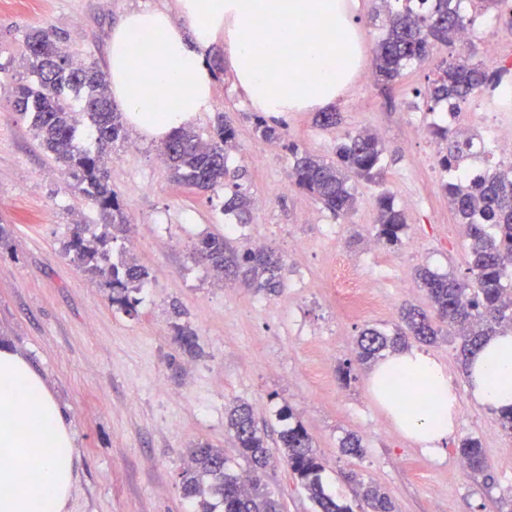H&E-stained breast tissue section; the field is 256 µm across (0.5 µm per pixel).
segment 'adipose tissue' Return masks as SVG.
Instances as JSON below:
<instances>
[{
    "label": "adipose tissue",
    "mask_w": 512,
    "mask_h": 512,
    "mask_svg": "<svg viewBox=\"0 0 512 512\" xmlns=\"http://www.w3.org/2000/svg\"><path fill=\"white\" fill-rule=\"evenodd\" d=\"M223 50L235 84L270 118L335 105L356 78L363 43L337 0H175L113 24L105 65L112 96L137 132L157 140L214 102L210 55ZM476 406L512 410V333L490 337L464 368ZM369 390L393 425L430 456L454 435L455 381L426 349L380 358ZM75 438L43 376L0 347V512H64L78 469Z\"/></svg>",
    "instance_id": "obj_1"
}]
</instances>
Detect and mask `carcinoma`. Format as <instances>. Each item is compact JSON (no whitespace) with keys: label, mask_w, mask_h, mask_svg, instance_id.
<instances>
[{"label":"carcinoma","mask_w":512,"mask_h":512,"mask_svg":"<svg viewBox=\"0 0 512 512\" xmlns=\"http://www.w3.org/2000/svg\"><path fill=\"white\" fill-rule=\"evenodd\" d=\"M481 2L484 10L498 17L508 16L512 25L507 0ZM383 4L387 10L386 32L376 45L373 59L374 76L381 84L394 82L408 64L424 61L431 42L450 44L466 26L467 14L461 11V4L453 5L451 0H383ZM24 61L32 79L12 88L13 109L31 117L34 138L74 179V187L98 207L104 224L95 243L87 241L83 230L76 228L67 251L85 273L107 279L112 286V304L129 312L138 303L131 293L140 290L148 272L132 258L119 265L110 262L111 244L126 232L127 221L112 189L106 150L129 138L123 115L114 108L104 72L94 63L75 62L54 28L27 36ZM500 79L501 72H491L482 63L461 58L438 65L436 78L428 87L429 98L457 111L483 87L496 88ZM80 127L94 140L96 150L78 143ZM433 133L447 141V154L441 164L451 179L445 190L455 216L467 228L468 276L438 273L428 267L417 269L431 312L411 306L401 312L402 325L391 331L362 329L355 349L360 365H370L384 352L405 347L410 338L430 344L443 334L461 341L460 356L465 362L487 338L512 331V306L504 303V296L512 292V284L505 282L506 272L512 268V167L485 169L472 180H464L458 171L469 167L472 159L469 139L445 126H434ZM234 139L235 130L219 116L210 139H203L187 126L164 140L161 152L174 181L202 190L214 189L224 185L226 147ZM383 154L384 143L379 136L359 131L336 144L334 160L307 154L297 158L291 179L334 216H344L356 205L352 179L371 183L383 180ZM376 203L378 243L385 247L400 245L407 229L404 212L395 207L387 192L379 194ZM252 205L249 196L235 191L224 201V213L242 221ZM194 257L221 280L238 281L267 295H276L284 288L280 258L270 248L241 251L229 237L210 233L195 247ZM293 418L288 406L278 412V419L290 424L279 433V456L275 457L267 448L266 434L257 426L251 407L237 402L229 405L226 429L248 470L236 471L224 456V449L200 441L191 449L180 473L184 498L199 512H215L218 503L224 512H281L264 473L282 461L317 512H397L389 493L354 469L341 476L357 489L356 504L327 493L321 480V456L307 430L300 422H291ZM339 448L351 457L364 454L362 441L354 433L346 434ZM457 454L469 470L485 475L488 465L479 438H462Z\"/></svg>","instance_id":"obj_1"}]
</instances>
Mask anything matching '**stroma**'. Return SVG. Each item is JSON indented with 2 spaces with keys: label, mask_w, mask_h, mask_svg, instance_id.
<instances>
[{
  "label": "stroma",
  "mask_w": 512,
  "mask_h": 512,
  "mask_svg": "<svg viewBox=\"0 0 512 512\" xmlns=\"http://www.w3.org/2000/svg\"><path fill=\"white\" fill-rule=\"evenodd\" d=\"M174 0H0V341L21 351L47 380L69 413L80 457L66 512H195L180 488L190 448L209 441L229 458L237 450L224 427L235 401L251 405L270 448L278 446V410L291 406L313 439L325 466L327 491L351 496L341 471L355 468L385 488L398 512H496L512 498V435L495 413L474 405L455 349L430 345L455 377L459 414L454 438L437 458L403 436L372 400L369 372L355 366L342 384L338 370L354 358L365 326L393 327L403 304L426 306L414 272L426 265L465 275V230L443 186L444 142L432 133L446 125L444 105L427 89L435 67L452 57L485 61V45L512 48V28L498 20L478 27L467 46L434 44L428 61L407 67L384 86L372 75L373 52L385 30L375 20L376 0H348L364 43L360 73L337 100L342 122L321 127L313 112L278 119L280 141L255 131V112L234 84L222 53H215L214 105L193 123L210 137L216 118L236 130L222 187L202 191L174 182L159 156L158 141L136 134L134 146L111 147L110 176L128 219L112 260L131 252L150 272L133 312L113 305L109 287L75 266L66 245L77 224H95L93 202L44 153L29 116L13 111L7 90L28 81L20 68L27 35L55 28L78 59L103 62L113 22L124 11L173 7ZM424 129L422 136L412 126ZM382 131V184H356V209L334 216L311 195L292 187L297 155L332 158L345 134ZM255 205L234 239L249 247L262 239L282 259L283 292L256 294L243 287L226 293L208 267L192 256L210 233L236 222L225 213L233 191ZM389 192L407 218L396 248L366 250L377 223L375 199ZM237 223V222H236ZM345 261L372 280L384 302L357 317L338 314L334 268ZM190 325L198 348L184 351L176 329ZM357 434L362 457L342 455L339 441ZM481 440L491 483L459 466L460 438ZM268 486L284 512H315L286 465L269 471Z\"/></svg>",
  "instance_id": "stroma-1"
}]
</instances>
